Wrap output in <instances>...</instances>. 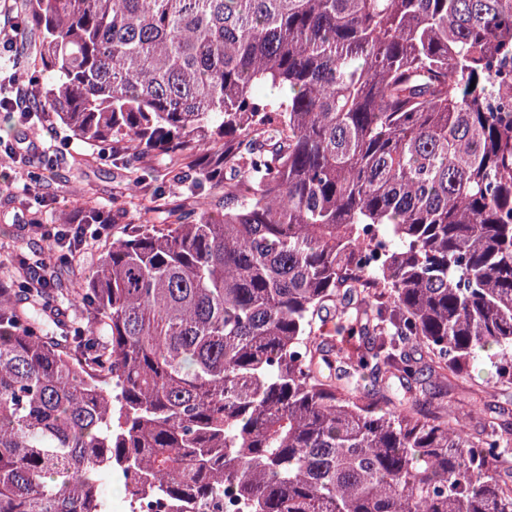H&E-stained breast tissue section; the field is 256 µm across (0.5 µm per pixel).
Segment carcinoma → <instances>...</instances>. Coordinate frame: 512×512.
I'll return each mask as SVG.
<instances>
[{
	"label": "carcinoma",
	"instance_id": "carcinoma-1",
	"mask_svg": "<svg viewBox=\"0 0 512 512\" xmlns=\"http://www.w3.org/2000/svg\"><path fill=\"white\" fill-rule=\"evenodd\" d=\"M25 2L41 108L224 211L0 295V512H112L104 469L171 512H512V429L441 386L512 384V0ZM338 300L366 347L316 341Z\"/></svg>",
	"mask_w": 512,
	"mask_h": 512
}]
</instances>
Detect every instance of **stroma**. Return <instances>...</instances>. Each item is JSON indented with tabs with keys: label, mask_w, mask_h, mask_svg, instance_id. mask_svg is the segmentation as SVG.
Segmentation results:
<instances>
[{
	"label": "stroma",
	"mask_w": 512,
	"mask_h": 512,
	"mask_svg": "<svg viewBox=\"0 0 512 512\" xmlns=\"http://www.w3.org/2000/svg\"><path fill=\"white\" fill-rule=\"evenodd\" d=\"M26 137L49 139L52 161L29 155L19 161L0 157V279H12L20 256H34L43 249L39 231L29 222L31 211H40L44 223L61 224L76 207L119 211L114 224L102 229L98 240L78 252L73 271L62 272V279L79 287L94 269L100 251L112 241L123 225L140 223L154 196H161L172 208L195 205L205 199L218 205V196L202 189L190 194L194 172L167 175L160 184L134 186L124 164V150H106L78 140L56 117L47 122L23 120L18 113L0 108V150ZM476 400L479 408L502 406L512 409V387L498 381L495 371L477 361L468 374L448 380L449 405H458L462 396Z\"/></svg>",
	"instance_id": "35a3bbf8"
}]
</instances>
